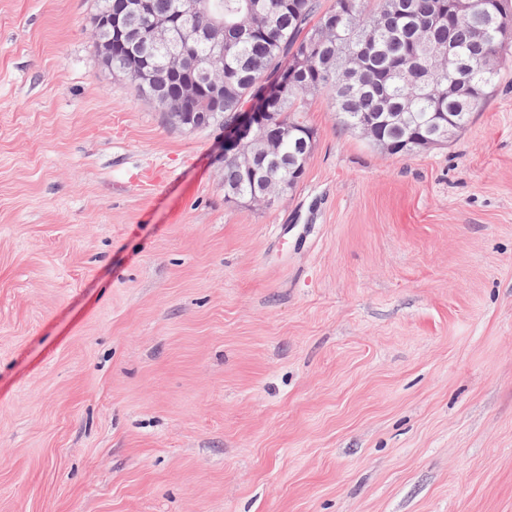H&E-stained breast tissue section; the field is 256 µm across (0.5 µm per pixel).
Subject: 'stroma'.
I'll use <instances>...</instances> for the list:
<instances>
[{
	"instance_id": "1",
	"label": "stroma",
	"mask_w": 512,
	"mask_h": 512,
	"mask_svg": "<svg viewBox=\"0 0 512 512\" xmlns=\"http://www.w3.org/2000/svg\"><path fill=\"white\" fill-rule=\"evenodd\" d=\"M97 7L0 0V512H512V64L410 155L308 98L237 205Z\"/></svg>"
}]
</instances>
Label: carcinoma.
<instances>
[{
    "instance_id": "carcinoma-1",
    "label": "carcinoma",
    "mask_w": 512,
    "mask_h": 512,
    "mask_svg": "<svg viewBox=\"0 0 512 512\" xmlns=\"http://www.w3.org/2000/svg\"><path fill=\"white\" fill-rule=\"evenodd\" d=\"M130 0H99L97 14L126 15ZM179 0H151L152 13L171 18L178 13ZM492 4L473 0L471 13L430 24L435 14L448 9V0H379L376 11L365 9L363 0H336L322 8L321 0H203L199 11L179 20L190 31L210 32L197 45L207 54L215 41H224V60L210 73L224 72V111L221 127L229 128L245 106L279 72L297 59L304 64L290 73L291 84L268 105L272 113L258 134L280 140L283 154L296 151L301 133L309 126L300 112L310 95L324 94L336 112L338 123L358 131L365 116L378 120L377 134L390 155L410 154L408 142L434 133L443 125L455 132L467 127L471 115L493 92L502 66L512 62V44L495 39L488 23ZM338 15L336 30L322 33L325 18ZM372 43L367 65L350 71L344 55L365 40ZM454 48L467 59V66L454 75L456 92L448 98V68L436 55ZM149 63L147 78L128 68L130 54ZM174 43L133 46L112 41V71L126 76L140 95L155 102L164 112H173L162 99L173 91L177 76L172 58ZM304 167L286 164L269 167L255 160L244 147L224 156V193L240 200L262 196L263 183H280L281 195L297 184Z\"/></svg>"
}]
</instances>
